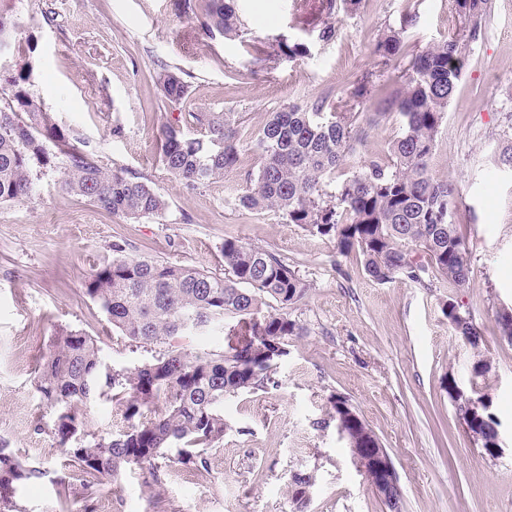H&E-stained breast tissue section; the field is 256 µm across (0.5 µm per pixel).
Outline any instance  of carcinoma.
<instances>
[{
    "label": "carcinoma",
    "instance_id": "1",
    "mask_svg": "<svg viewBox=\"0 0 512 512\" xmlns=\"http://www.w3.org/2000/svg\"><path fill=\"white\" fill-rule=\"evenodd\" d=\"M362 0H297V10L317 12L322 26L307 38L266 41L241 17L242 0H183L186 13L202 18L211 39L240 40L267 64L282 57L306 58L316 42L336 37L338 9L358 13ZM461 26L451 39L425 48L403 67L399 87L389 89L367 72L337 100L292 102L274 112L249 142L260 158L248 175L237 206L272 211L290 224L336 244L342 257H359L365 272L385 284L406 278L423 287L448 285L443 304L457 335L479 355L475 373L489 371L479 351L480 333L460 312L454 293L470 282L471 259L453 207L457 187L438 181L428 162L449 103L466 69L473 44L482 36L491 0H456ZM413 18L390 27L375 43L377 65L398 68L404 34ZM0 9V45L8 44L23 61V71L0 79V204L33 199L38 182L58 174L64 193L87 198L100 209L137 222L163 215L167 201L151 185L123 169L109 170L72 142L28 87L31 41ZM191 75L159 74L162 96L173 103L187 97ZM397 116L401 132L387 153L369 157L342 181L336 170L356 151L365 132V111ZM199 135H185L179 125L160 129V156L167 172L197 188L224 175L238 161L243 144L239 113L195 112ZM496 164L512 170V133L498 145ZM112 261L85 283V294L108 321L136 347L165 349L132 369L114 370L103 363L97 341L79 330L60 327L52 349L37 366L36 389L52 414L50 432L66 449L67 464L85 478L115 480L128 468L150 472L158 482V460L177 447L175 463L205 477L208 449L229 429L224 400L272 383L273 367L288 355V339L303 327L288 310L307 294L310 284L272 251L224 239V274L147 259L112 246ZM275 311H263L268 302ZM235 323L224 329L226 320ZM228 331L241 340L218 353L191 354L171 344L177 336H206ZM122 401L128 425L117 435L89 430L88 405L97 399ZM482 417L467 421L469 430L489 451L495 447L499 421L487 410L490 398H478ZM351 437L363 453L381 445L363 421L349 420ZM42 476L0 442V512H21L17 487ZM296 503L303 505L313 475L290 478Z\"/></svg>",
    "mask_w": 512,
    "mask_h": 512
}]
</instances>
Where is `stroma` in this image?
<instances>
[{
  "instance_id": "1",
  "label": "stroma",
  "mask_w": 512,
  "mask_h": 512,
  "mask_svg": "<svg viewBox=\"0 0 512 512\" xmlns=\"http://www.w3.org/2000/svg\"><path fill=\"white\" fill-rule=\"evenodd\" d=\"M6 7L32 41L31 92L80 148L141 177L168 203L161 217L137 223L59 191L52 174L30 202L0 204V439L43 472L19 488L22 512H59L56 483L73 474L35 384L55 330L95 337L116 369L148 357L112 329L84 294L85 281L116 243L220 273L228 236L274 252L310 283L290 310L303 335L289 339L274 385L225 400L230 428L209 452L208 479L175 481L165 466L153 489L132 468L77 489L71 512H295L296 472L314 477L307 512H389L329 417L339 396L391 459L399 512H512V340L496 322L501 307H512V172L495 162L512 126V0H492L429 163L432 177L459 190L456 216L473 274L456 299L481 334L476 351L443 313L446 287L378 283L356 257H338L333 242L277 214L238 208L259 165L252 151H241L223 178L193 189L163 168L157 146L170 121L195 134L190 112L240 113L246 142L285 104L343 96L349 79L375 69L376 41L402 18L414 19L408 53L451 37L460 24L456 0H363L336 39L273 70L240 41L205 37L180 0H7ZM242 18L263 38L302 37L312 22L294 0H251ZM176 68L193 80L189 95L171 103L157 77ZM479 353L492 364L482 377L472 369ZM460 392L489 395L501 423L498 452H486L459 416Z\"/></svg>"
}]
</instances>
